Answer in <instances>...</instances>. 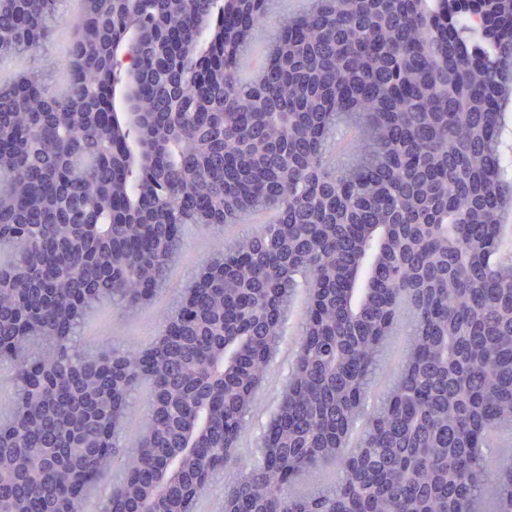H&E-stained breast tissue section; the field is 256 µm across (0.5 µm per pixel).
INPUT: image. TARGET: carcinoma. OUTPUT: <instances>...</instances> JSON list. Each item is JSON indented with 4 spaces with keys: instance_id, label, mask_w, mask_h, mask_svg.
Returning a JSON list of instances; mask_svg holds the SVG:
<instances>
[{
    "instance_id": "carcinoma-1",
    "label": "carcinoma",
    "mask_w": 512,
    "mask_h": 512,
    "mask_svg": "<svg viewBox=\"0 0 512 512\" xmlns=\"http://www.w3.org/2000/svg\"><path fill=\"white\" fill-rule=\"evenodd\" d=\"M64 3L0 0V60L31 54L0 86V512H85L116 467L95 512H194L229 468L224 512H512V0H311L273 25L274 0H83L60 94L40 65ZM186 224L220 244L156 341L86 345L167 290ZM306 305V298L296 299L294 314L288 319L285 327V336L281 342L279 352L284 354L281 359L279 352L274 360L275 372L266 378L255 395V410L252 417V428L238 441L236 454L244 461H249L258 455L257 436L263 426L277 411L282 386L292 367L297 351V321Z\"/></svg>"
}]
</instances>
